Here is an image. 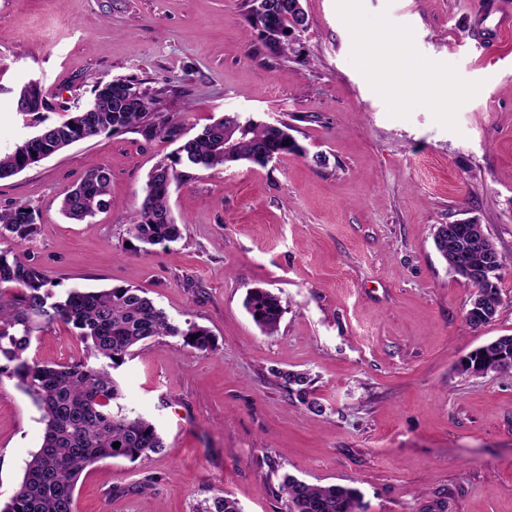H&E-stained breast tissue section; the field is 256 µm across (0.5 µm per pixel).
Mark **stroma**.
Instances as JSON below:
<instances>
[{
	"mask_svg": "<svg viewBox=\"0 0 512 512\" xmlns=\"http://www.w3.org/2000/svg\"><path fill=\"white\" fill-rule=\"evenodd\" d=\"M248 2L0 0L1 154L32 133L15 98L32 79L53 123L96 80L124 79L189 133L235 112L288 123L300 146L262 167L186 170L169 197L183 237L147 249L126 229L169 140L105 133L0 179V205L38 210L23 251L57 293L140 288L214 336L208 351L152 338L114 370L122 405L165 446L94 464L75 512H193L217 495L281 512L287 473L356 488L363 512H512V375L458 370L512 335V263L496 320L474 330V288L433 243L437 225L471 221L512 259V32L488 37L512 0H303L310 24L285 57L264 48ZM423 62L449 111L415 87ZM92 164L112 174L108 208L70 222L60 201ZM252 288L281 297L275 334L247 312ZM83 352L61 323L29 350L47 364ZM288 371L309 373L321 413L290 398ZM43 434L1 374V503Z\"/></svg>",
	"mask_w": 512,
	"mask_h": 512,
	"instance_id": "1",
	"label": "stroma"
}]
</instances>
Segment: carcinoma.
<instances>
[{
    "label": "carcinoma",
    "mask_w": 512,
    "mask_h": 512,
    "mask_svg": "<svg viewBox=\"0 0 512 512\" xmlns=\"http://www.w3.org/2000/svg\"><path fill=\"white\" fill-rule=\"evenodd\" d=\"M295 0H250L249 19L259 31L264 47L283 57L294 51ZM97 111L75 112L72 118L48 124L40 112L29 113L36 135L8 154L0 155V179L20 173L62 151L77 141L92 140L104 133L133 129L146 139L166 137L177 143L174 157L160 161L154 170L164 178L182 177L177 166L212 169L247 161L265 164L264 155L300 150L288 124L270 126L247 120L238 124L231 152H224V131L231 120L224 117L186 136L182 125L159 112L148 111V94L127 81L120 90L105 82L92 90ZM111 172L91 166L69 189L61 203L64 216L74 222L94 217L107 207ZM37 210L27 202L0 207V374L7 371L16 385L41 412L43 441L31 454L23 479L0 512H73L74 492L81 474L93 464L109 458L144 459L165 447L156 426L119 403L122 398L111 374L125 363L137 345L159 336L178 337L183 345L206 351L213 347L210 331L190 323L183 328L173 323L146 292L133 287L101 291L70 290L63 295L36 263L19 248L32 241L40 230ZM128 235L145 246L175 243L182 238L181 225L169 207V187L148 175L140 208L133 213ZM506 257L498 254L486 268V259L473 246L459 252L448 266L463 278L465 272L483 295L482 303L471 305L465 320L473 329L493 322L502 302L499 274ZM245 307L253 321L268 335L277 332L284 313L279 296L263 288L247 292ZM64 323L76 330L86 353L67 365L40 363L29 356L34 336L45 328ZM467 375L512 371V335L499 336L473 350L458 364ZM289 392L313 412L320 404L308 397L309 376L301 372L282 375ZM120 446L115 448L113 443ZM285 512H361L360 495L353 488L306 483L286 474L279 486ZM195 512H241L238 503L216 496L199 504Z\"/></svg>",
    "instance_id": "obj_1"
}]
</instances>
